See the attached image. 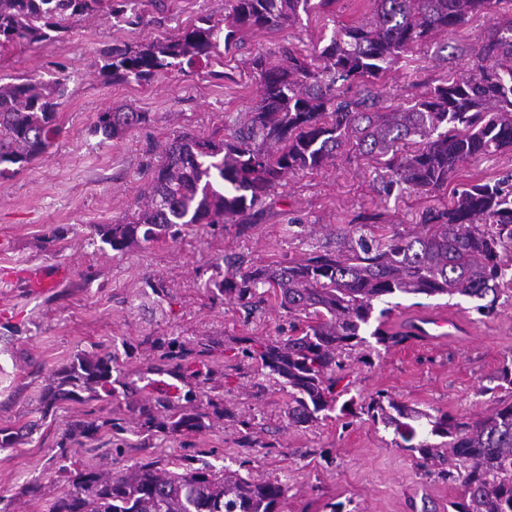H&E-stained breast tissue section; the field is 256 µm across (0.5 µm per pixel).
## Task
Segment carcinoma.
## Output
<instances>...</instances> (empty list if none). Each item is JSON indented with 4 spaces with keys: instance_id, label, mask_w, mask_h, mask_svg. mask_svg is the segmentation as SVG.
I'll return each mask as SVG.
<instances>
[{
    "instance_id": "carcinoma-1",
    "label": "carcinoma",
    "mask_w": 512,
    "mask_h": 512,
    "mask_svg": "<svg viewBox=\"0 0 512 512\" xmlns=\"http://www.w3.org/2000/svg\"><path fill=\"white\" fill-rule=\"evenodd\" d=\"M140 0H0V48L60 42L89 18L137 26ZM333 0H227L224 19L201 18L178 33L103 56L101 74L114 81L150 84L175 68L192 66L229 51L244 31L294 25ZM492 0H375L365 21L337 31L311 54L289 49L276 63L257 55L260 98L248 121L221 140L177 136L161 151L142 205L116 224H96L94 234L122 253L133 244L176 241L189 224H227L262 205L291 176L318 171L352 143L386 170L382 193H436L462 165L480 156L512 150V21L494 28L479 47L480 62L464 75L438 85L406 107L376 110L372 86L405 54L439 31L464 24ZM70 74L48 80L26 76L0 82V177L42 157L60 135L57 111ZM364 86L355 97L343 89ZM149 122L146 112L108 109L97 114L90 135L110 140ZM418 138L409 150L407 142ZM215 270L207 280L222 297L251 314L279 300L288 312V336L249 340L240 351L288 388V425L312 426L340 407L357 416L350 396L347 361L362 350L371 363L374 345L389 348L414 333H390V309L378 303L393 295L464 297L474 311L497 314L504 290L512 288V174L493 183L465 184L448 203L422 212L419 230L385 232L380 224H345L336 245L301 259L241 269ZM151 346L176 372L197 377L195 365L212 352L210 341L188 348L157 337ZM120 372L118 353H80L56 370L48 403L78 400L81 393L112 389ZM348 396L339 402L342 396ZM149 436L197 432L205 414L156 399L127 405ZM370 420L406 443L427 466L462 492L448 512H512V401L476 421L415 410L385 392L360 404ZM106 431H125L121 419L76 420L60 445ZM239 469L217 470L203 458L187 459L172 471L148 461L114 474L74 462L64 469L66 487L49 512H281L287 488Z\"/></svg>"
}]
</instances>
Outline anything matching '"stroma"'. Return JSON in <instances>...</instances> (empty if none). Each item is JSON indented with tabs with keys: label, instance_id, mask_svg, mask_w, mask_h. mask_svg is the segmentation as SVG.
Segmentation results:
<instances>
[{
	"label": "stroma",
	"instance_id": "obj_1",
	"mask_svg": "<svg viewBox=\"0 0 512 512\" xmlns=\"http://www.w3.org/2000/svg\"><path fill=\"white\" fill-rule=\"evenodd\" d=\"M225 0H166L164 13L147 8L143 24L116 26L104 20L76 24L59 43L0 51V77L49 79L58 66L73 77L58 114L61 134L45 156L12 177L0 179V427L21 438L0 448V498L11 512H44L63 483V466L80 459L116 473L137 464L175 461L204 450L216 466L237 468L247 461L253 477H279L288 485L284 512H448L460 488L442 481L433 466L399 448L392 430L366 417L333 416L316 425L289 426L288 390L257 365L240 362L243 339H275L288 316L270 302L254 314L213 298L203 286L216 257H243L258 267L321 250L326 233L356 216L401 232L414 230L420 214L446 200V192L411 191L384 196L383 173L372 157L352 147L338 151L319 171L297 175L271 192L246 217L247 227L187 226L179 241L112 252L93 233L133 212L148 178L150 152L182 133L219 140L243 122L260 94L251 65L262 54L278 60L283 49L313 53L341 27L369 16L372 0H334L300 24L246 33L236 50L208 63L175 69L152 84L105 80L101 53L112 46H140L178 32L199 18L224 17ZM512 14L499 6L469 22L435 34L380 81L384 106H406L437 85L456 78L475 61L484 37ZM125 105L149 113L148 125L121 137L90 136L99 112ZM512 173V152L465 164L448 186L486 183ZM67 267L69 273L46 290L19 278L21 269ZM162 281L166 297L147 283ZM441 312L458 321L456 335L429 344L414 339L365 364L350 362L351 393L368 399L384 390L396 400L432 413L478 419L494 410L492 391L512 361V296L501 298L490 318L477 315L468 300L399 297L389 316L392 331ZM175 338L185 346L207 339L215 351L199 379L180 384L179 405L207 414L204 429L144 440L123 395L92 401L65 400L46 407L54 370L77 354L98 348L118 351L121 379L135 383V396L154 399L158 357L147 338ZM224 413L212 415V405ZM123 419L119 436L101 434L62 444L77 419ZM251 421L259 445L245 447L243 421ZM272 449H264V442Z\"/></svg>",
	"mask_w": 512,
	"mask_h": 512
}]
</instances>
